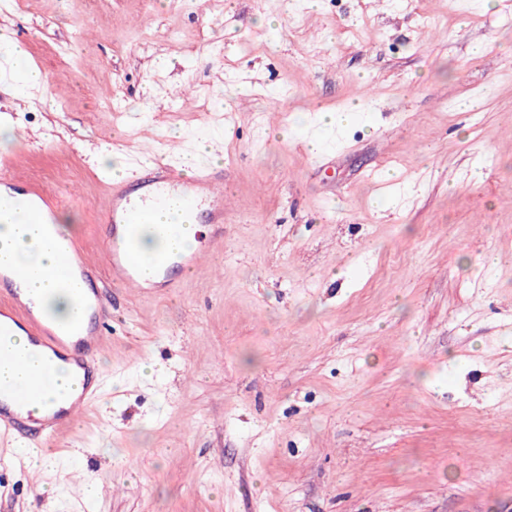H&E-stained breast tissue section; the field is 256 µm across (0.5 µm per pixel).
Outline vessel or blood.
<instances>
[{"instance_id":"obj_1","label":"vessel or blood","mask_w":512,"mask_h":512,"mask_svg":"<svg viewBox=\"0 0 512 512\" xmlns=\"http://www.w3.org/2000/svg\"><path fill=\"white\" fill-rule=\"evenodd\" d=\"M18 159L0 157V188L12 190L18 199L17 213L25 219L45 222L58 207L50 192L35 184L21 183L17 176ZM224 173L208 167L195 175L182 177L171 165L156 161L145 174L126 181H115L107 189L100 215L112 284L145 292L149 288H179L184 272L197 267L201 251L169 253L137 259L136 237L153 224L157 214L173 211L189 217L205 214L212 226V243L224 241ZM154 225V224H153ZM63 275L61 285L76 286L80 322L71 328L57 326L34 297L21 291V269L0 268V334L10 335L21 328L31 343L50 359L64 363L77 384L75 392L42 415H34L29 402L42 396V375L28 373V387H0V439L25 436L31 444L52 446L61 429L73 425L99 390L98 361L104 345L102 321L104 300L100 287L93 283L92 269L82 251L71 239L61 244Z\"/></svg>"}]
</instances>
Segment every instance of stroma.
I'll return each mask as SVG.
<instances>
[{"instance_id":"1","label":"stroma","mask_w":512,"mask_h":512,"mask_svg":"<svg viewBox=\"0 0 512 512\" xmlns=\"http://www.w3.org/2000/svg\"><path fill=\"white\" fill-rule=\"evenodd\" d=\"M0 29L47 77L0 82V154L106 287L99 394L50 467L0 442V512H512V0H8ZM112 153L238 201L175 292L110 285Z\"/></svg>"}]
</instances>
